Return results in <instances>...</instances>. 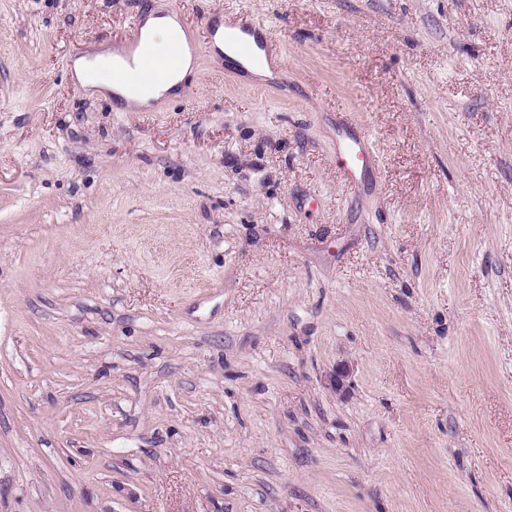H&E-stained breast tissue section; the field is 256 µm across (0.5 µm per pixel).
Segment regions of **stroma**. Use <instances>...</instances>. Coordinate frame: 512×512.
I'll list each match as a JSON object with an SVG mask.
<instances>
[{
    "label": "stroma",
    "instance_id": "obj_1",
    "mask_svg": "<svg viewBox=\"0 0 512 512\" xmlns=\"http://www.w3.org/2000/svg\"><path fill=\"white\" fill-rule=\"evenodd\" d=\"M161 5L271 76L77 93ZM0 512H512V0H0ZM224 22L226 44L246 63L258 64L267 59L272 64L271 48L276 44L271 29L248 15L233 14ZM218 50L230 61L240 62L233 50L224 44V38L216 44ZM340 156L348 174L353 178L369 168L376 161L375 153L368 136L349 139L340 147Z\"/></svg>",
    "mask_w": 512,
    "mask_h": 512
}]
</instances>
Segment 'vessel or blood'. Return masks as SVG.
<instances>
[{"instance_id":"1","label":"vessel or blood","mask_w":512,"mask_h":512,"mask_svg":"<svg viewBox=\"0 0 512 512\" xmlns=\"http://www.w3.org/2000/svg\"><path fill=\"white\" fill-rule=\"evenodd\" d=\"M186 44L174 45L171 52L163 57H153L150 66H143L142 58L151 52L146 40L144 22L141 16H133L125 36L114 39V47L123 49L122 62L113 64L112 80L130 88L154 87L173 79L179 69L183 51L193 53L211 47L217 34H224L226 42L246 63L258 64L271 59V48L275 38L271 29L259 21L244 15L229 16L223 26L204 22L201 33H194L192 27H185ZM340 155L349 175H357L369 168L375 160V153L368 136L353 138L343 143Z\"/></svg>"}]
</instances>
